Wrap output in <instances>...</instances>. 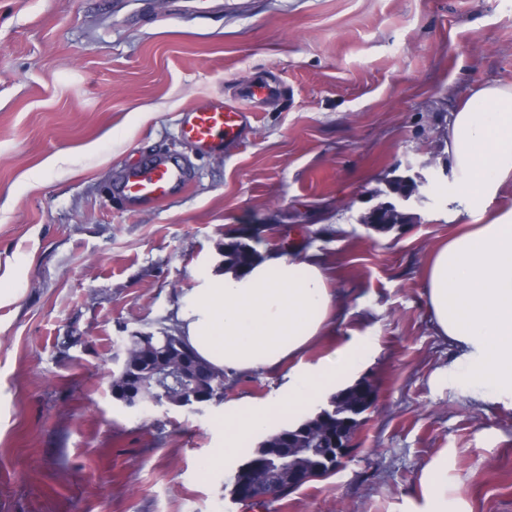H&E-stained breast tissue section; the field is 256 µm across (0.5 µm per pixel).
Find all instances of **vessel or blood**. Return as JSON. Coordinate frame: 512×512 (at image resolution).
<instances>
[{
    "mask_svg": "<svg viewBox=\"0 0 512 512\" xmlns=\"http://www.w3.org/2000/svg\"><path fill=\"white\" fill-rule=\"evenodd\" d=\"M248 119L240 104L215 99L187 108L181 117L180 134L200 154L219 157L225 144L241 139ZM192 176L188 160L157 153L125 169L110 184L109 192L127 211L136 213L176 196Z\"/></svg>",
    "mask_w": 512,
    "mask_h": 512,
    "instance_id": "b4317fda",
    "label": "vessel or blood"
}]
</instances>
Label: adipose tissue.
<instances>
[{
    "instance_id": "adipose-tissue-1",
    "label": "adipose tissue",
    "mask_w": 512,
    "mask_h": 512,
    "mask_svg": "<svg viewBox=\"0 0 512 512\" xmlns=\"http://www.w3.org/2000/svg\"><path fill=\"white\" fill-rule=\"evenodd\" d=\"M445 144L467 222L422 268L427 312L455 351L453 375L471 383L473 396L512 400V207L497 204L512 190V86L475 91L452 112ZM351 314L312 252H272L203 277L178 309L187 345L230 377L287 375L268 401L243 396L225 405L224 445L215 461L232 458L245 439L280 420L299 423L309 407L353 382L376 349L370 339L314 363L303 360ZM418 494L422 503L414 512H448L447 458L423 470Z\"/></svg>"
}]
</instances>
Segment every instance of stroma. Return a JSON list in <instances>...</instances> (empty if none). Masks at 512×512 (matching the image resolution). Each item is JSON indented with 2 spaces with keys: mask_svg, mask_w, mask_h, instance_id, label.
I'll return each mask as SVG.
<instances>
[{
  "mask_svg": "<svg viewBox=\"0 0 512 512\" xmlns=\"http://www.w3.org/2000/svg\"><path fill=\"white\" fill-rule=\"evenodd\" d=\"M0 0V512H254L236 472L257 439L213 464L224 405L274 396L253 372L198 408L125 407L115 354L174 309L224 245L260 225L259 254L315 251L356 312L311 350L316 362L374 337L360 374L376 392L353 451L261 512H407L434 459H448L450 512H512V405L473 401L444 379L452 353L424 303L421 265L454 227L444 150L451 112L476 89L512 86V0ZM247 103L239 145L197 157L183 110ZM165 152L190 159L179 196L137 215L109 186ZM424 172L416 219L361 224L393 180Z\"/></svg>",
  "mask_w": 512,
  "mask_h": 512,
  "instance_id": "stroma-1",
  "label": "stroma"
}]
</instances>
